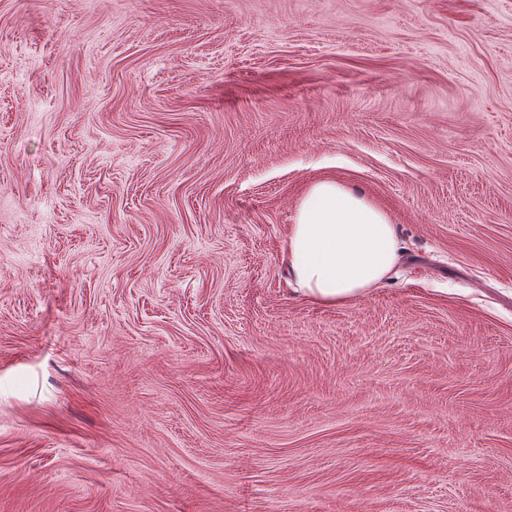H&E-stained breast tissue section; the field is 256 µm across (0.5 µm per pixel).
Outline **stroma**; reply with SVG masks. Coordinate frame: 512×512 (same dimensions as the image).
<instances>
[{
    "label": "stroma",
    "mask_w": 512,
    "mask_h": 512,
    "mask_svg": "<svg viewBox=\"0 0 512 512\" xmlns=\"http://www.w3.org/2000/svg\"><path fill=\"white\" fill-rule=\"evenodd\" d=\"M0 512H512V0H0ZM389 214L334 179L312 183L291 224L282 260L292 291L334 306L365 296L399 260Z\"/></svg>",
    "instance_id": "obj_1"
}]
</instances>
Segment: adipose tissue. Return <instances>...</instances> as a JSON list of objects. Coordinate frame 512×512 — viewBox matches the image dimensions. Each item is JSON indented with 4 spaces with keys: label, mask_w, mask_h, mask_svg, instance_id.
I'll list each match as a JSON object with an SVG mask.
<instances>
[{
    "label": "adipose tissue",
    "mask_w": 512,
    "mask_h": 512,
    "mask_svg": "<svg viewBox=\"0 0 512 512\" xmlns=\"http://www.w3.org/2000/svg\"><path fill=\"white\" fill-rule=\"evenodd\" d=\"M283 262L294 292L327 306L365 296L399 260L389 214L333 179L312 183L291 225Z\"/></svg>",
    "instance_id": "ef3b65f1"
}]
</instances>
